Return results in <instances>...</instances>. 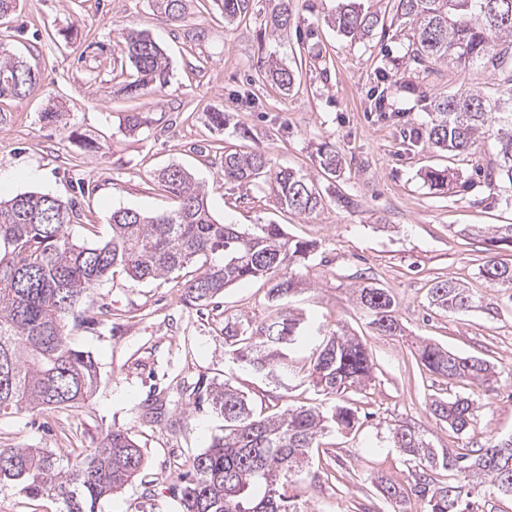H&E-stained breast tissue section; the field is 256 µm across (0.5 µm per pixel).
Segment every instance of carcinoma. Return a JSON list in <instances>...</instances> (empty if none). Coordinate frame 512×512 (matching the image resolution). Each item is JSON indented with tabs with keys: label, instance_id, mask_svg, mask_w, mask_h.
Listing matches in <instances>:
<instances>
[{
	"label": "carcinoma",
	"instance_id": "cac0c4a2",
	"mask_svg": "<svg viewBox=\"0 0 512 512\" xmlns=\"http://www.w3.org/2000/svg\"><path fill=\"white\" fill-rule=\"evenodd\" d=\"M187 0H152L170 21L185 19ZM249 0H222L224 20L247 13ZM397 16L410 24L407 55L430 73L438 64L467 63L503 74L497 97L473 88L430 102L431 122L424 138L454 158H467L477 140L489 133L498 144L486 163L489 185L512 186V0H396ZM295 0H277L266 26L273 34L288 30ZM331 23L345 36L362 38L378 26V17L357 0H346ZM120 51L134 68V79L122 91L138 97L161 90L169 62L149 36L134 28L122 32ZM262 79L290 91L295 73L275 61L261 71ZM39 75L19 58L0 52V98H24L39 85ZM125 128L133 133L148 126L145 112H130ZM340 163L334 148L320 151V165L335 174ZM226 180L250 184L261 177L276 202L298 215H309L323 204L315 183L291 168H274L266 152L224 153ZM177 206L168 213L146 216L120 209L110 217L109 235L94 244H76L69 225L80 219L73 202L49 194L19 193L0 199V415L48 407H78L96 389L98 373L91 357L73 348L64 334L65 321L92 288L120 270L133 280L148 281L174 273L194 260L202 271L184 285L185 300L203 306L237 282L263 279L275 301L300 290L295 269L316 250L309 240L294 239L279 224H261L252 232L218 221L205 192L178 167L161 174ZM490 257L481 270L489 287L512 290V264L492 253L512 247V224H500L484 239ZM360 305L377 333L396 336L401 324L394 301L383 288L355 289ZM429 306L447 314L469 312L483 302L459 283L442 279L428 289ZM236 360L267 380L286 388L308 383L324 395L339 398L329 412L318 406L287 408L273 415L255 414L247 398L229 383L207 392L212 409L224 417V435L193 458V474L176 488L182 512H300L282 492L283 479L302 468L322 447L330 432L350 433L358 408L343 400L352 387L371 376L373 359L361 340L318 326H301L289 312L246 336L224 326ZM418 358L429 371L491 388L498 373L477 356L459 357L426 343ZM429 412L453 431H465L476 417L469 396L433 397ZM392 447L408 456L413 491L425 512H478L473 492L488 488L512 498V436L485 448L456 451L433 448L409 422L389 429ZM144 464L141 448L122 429L109 431L100 447L70 468H58L43 448H0V484L9 482L37 500L52 498L62 512H95L97 502L128 485ZM456 473L447 484L431 472ZM376 489L389 500H400L406 489L381 476Z\"/></svg>",
	"mask_w": 512,
	"mask_h": 512
}]
</instances>
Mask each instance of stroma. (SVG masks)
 Segmentation results:
<instances>
[{
    "label": "stroma",
    "instance_id": "obj_1",
    "mask_svg": "<svg viewBox=\"0 0 512 512\" xmlns=\"http://www.w3.org/2000/svg\"><path fill=\"white\" fill-rule=\"evenodd\" d=\"M342 0H297L295 21L283 35L266 32L275 0H250L246 16L225 24L216 0H190L188 18L175 24L151 0H18L0 16V47L38 72L39 90L0 99V197L35 191L68 201L82 213L68 232L79 244L109 233L113 211L147 215L170 211L174 199L158 175L170 166L188 171L207 193L213 215L245 229L284 225L313 240L317 252L299 268L301 293L273 302L265 281L225 288L204 306L186 302L183 285L196 264L158 280L138 282L115 274L96 285L79 317L68 320L72 347L88 352L100 374L93 396L77 408H49L0 416V448H45L68 467L119 428L139 444L144 467L119 493L100 500L97 512H180L173 495L193 456L224 432V418L205 401L207 388L230 383L254 409L272 412L323 403L305 384L282 390L257 377L231 352L225 326L251 331L277 312L295 314L360 336L373 358V379L347 397L358 428L325 436V451L288 481L301 512H423L420 499L393 502L375 490L378 476L410 478L409 466L390 447L389 425L408 421L436 448H483L512 435V300L499 296L496 312L479 308L457 315L431 309L427 291L451 279L476 296L490 290L480 274L487 253L471 226L512 224V190L488 188L476 173L492 144L471 161L408 131H422L431 99L463 86L495 92L498 76L444 66L422 78L406 55L408 25L395 0H360L380 23L363 39L339 34L330 17ZM143 31L167 54V85L150 96L119 88L124 28ZM292 68L295 84L281 93L258 78L259 58ZM56 120H47V113ZM148 113L151 124L129 133L120 121ZM223 113V130L207 115ZM248 128L250 137L239 135ZM335 146L336 174L324 173L318 149ZM262 149L275 166L309 175L324 203L297 215L274 202L266 186L224 180V152ZM451 168L447 192L424 184L429 168ZM353 206L339 205V196ZM367 284L388 289L404 331L378 334L353 291ZM461 356H479L500 372L484 391L428 371L417 363L423 341ZM475 398L480 410L462 433L431 417L432 397Z\"/></svg>",
    "mask_w": 512,
    "mask_h": 512
}]
</instances>
